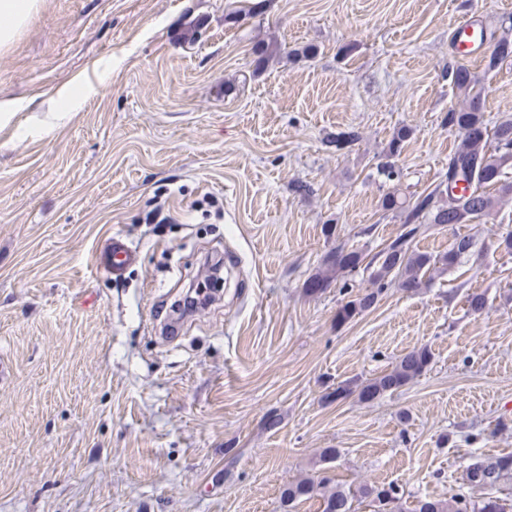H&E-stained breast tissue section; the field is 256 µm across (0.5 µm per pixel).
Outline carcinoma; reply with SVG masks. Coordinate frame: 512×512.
<instances>
[{
	"label": "carcinoma",
	"mask_w": 512,
	"mask_h": 512,
	"mask_svg": "<svg viewBox=\"0 0 512 512\" xmlns=\"http://www.w3.org/2000/svg\"><path fill=\"white\" fill-rule=\"evenodd\" d=\"M512 57V40L500 39L489 56L488 68ZM453 89L466 100L465 106L451 107L445 123L461 134V142L448 159L445 190L435 188L427 194L407 197L395 188L385 194L382 207L403 215L406 231L385 247L379 255V269L374 273L377 288L349 300L336 311V325L346 324L373 307L382 294L385 279L393 276L399 287L413 293L422 286L424 275L441 265L450 267L469 251L470 239L461 237L443 255L405 249L409 239L420 231V224H464L487 215L493 197L489 187L503 193L512 192V184L502 182L504 168L512 166V117L489 125L482 112L485 88L480 86L471 71L461 65L448 72ZM364 261L363 253L345 245L332 250L326 258L325 269L313 275L304 285L310 295L323 292L335 275L352 272ZM431 363V353L418 348L402 354L395 366L383 375L366 382L340 385L333 392L337 399L357 394L358 400L371 403L387 392H393L421 376ZM512 473V453L492 460L475 458L466 467L468 484L474 488H493L502 477ZM320 499L321 512H354V500L368 502L373 512H396L398 492L392 485L363 483L356 489L345 490L331 485V479L303 477L288 483L281 493L282 504L298 500ZM413 512H512V496H484L473 500L460 493L452 501L425 497L417 500Z\"/></svg>",
	"instance_id": "cac0c4a2"
}]
</instances>
